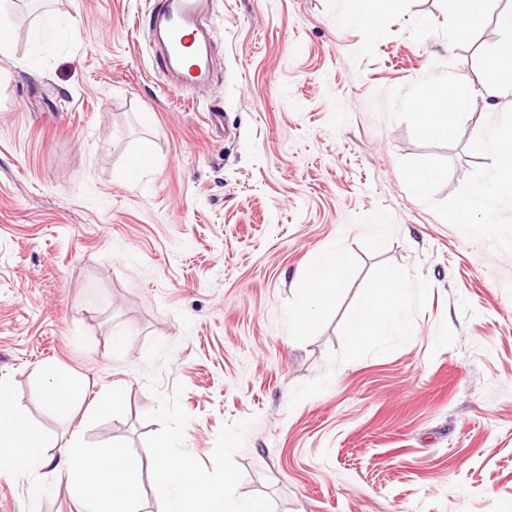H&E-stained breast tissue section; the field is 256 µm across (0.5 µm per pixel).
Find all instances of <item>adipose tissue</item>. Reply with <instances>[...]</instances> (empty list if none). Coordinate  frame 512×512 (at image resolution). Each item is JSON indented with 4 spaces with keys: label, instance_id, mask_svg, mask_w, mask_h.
Wrapping results in <instances>:
<instances>
[{
    "label": "adipose tissue",
    "instance_id": "ef3b65f1",
    "mask_svg": "<svg viewBox=\"0 0 512 512\" xmlns=\"http://www.w3.org/2000/svg\"><path fill=\"white\" fill-rule=\"evenodd\" d=\"M469 105L467 90L453 79L432 84L410 107L423 134L448 137L453 119ZM512 197L508 179L473 183L459 205L463 215L480 213L484 223H493L498 203ZM346 284L341 254L325 252L297 289V302L288 318L291 332L307 335L318 310L330 305ZM409 283L395 271L384 273L366 292L350 334L363 343L406 339L411 326ZM35 470L55 466L60 479L78 496L84 512H139L141 464L124 449L91 450L72 440L58 458L47 456L41 430L25 414L0 397V464ZM231 480L214 484L194 461L173 446H164L158 456L154 484L155 512H260L255 502L230 499Z\"/></svg>",
    "mask_w": 512,
    "mask_h": 512
}]
</instances>
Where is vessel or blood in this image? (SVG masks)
Segmentation results:
<instances>
[{"label":"vessel or blood","mask_w":512,"mask_h":512,"mask_svg":"<svg viewBox=\"0 0 512 512\" xmlns=\"http://www.w3.org/2000/svg\"><path fill=\"white\" fill-rule=\"evenodd\" d=\"M212 0H158L149 29L153 57L173 90L183 91L210 81V33L203 25Z\"/></svg>","instance_id":"b4317fda"}]
</instances>
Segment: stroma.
Instances as JSON below:
<instances>
[{
    "label": "stroma",
    "instance_id": "1",
    "mask_svg": "<svg viewBox=\"0 0 512 512\" xmlns=\"http://www.w3.org/2000/svg\"><path fill=\"white\" fill-rule=\"evenodd\" d=\"M47 2L70 40L30 16L0 56V385L48 454L113 444L150 487L171 443L266 512H512V199L481 231L458 215L501 170L474 141L512 134V94L483 87L512 0L468 32L449 0H403L377 34L346 0H214L197 95L164 87L156 0ZM445 77L470 104L430 139L409 104ZM418 169L441 173L423 196ZM332 249L346 287L292 335L294 286ZM388 270L414 290L411 334L354 343ZM51 374L86 390L68 416ZM112 391L123 408L94 409ZM0 512L82 507L15 470Z\"/></svg>",
    "mask_w": 512,
    "mask_h": 512
}]
</instances>
